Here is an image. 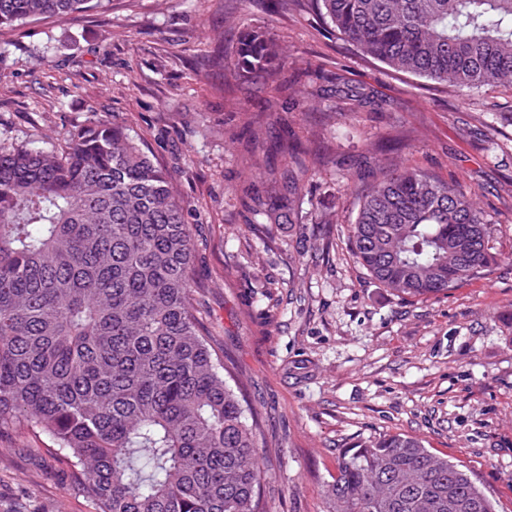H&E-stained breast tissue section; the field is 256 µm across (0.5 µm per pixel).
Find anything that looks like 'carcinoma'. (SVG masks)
I'll use <instances>...</instances> for the list:
<instances>
[{
    "mask_svg": "<svg viewBox=\"0 0 512 512\" xmlns=\"http://www.w3.org/2000/svg\"><path fill=\"white\" fill-rule=\"evenodd\" d=\"M109 0H0V29L68 20ZM326 24L396 71L466 89L512 87V0H314ZM275 42L241 31L232 78L269 86ZM288 181L245 207L281 224L302 206L310 150L288 136ZM347 244L368 276L421 300L494 271L488 221L462 188L381 172ZM193 240L169 173L121 125L64 148L0 143V433L43 434L94 512H264L265 436L233 364L191 302ZM334 512H497L469 471L385 433L341 458Z\"/></svg>",
    "mask_w": 512,
    "mask_h": 512,
    "instance_id": "obj_1",
    "label": "carcinoma"
}]
</instances>
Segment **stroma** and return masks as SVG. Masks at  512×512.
Here are the masks:
<instances>
[{"label": "stroma", "mask_w": 512, "mask_h": 512, "mask_svg": "<svg viewBox=\"0 0 512 512\" xmlns=\"http://www.w3.org/2000/svg\"><path fill=\"white\" fill-rule=\"evenodd\" d=\"M111 0L71 20L0 30V143L60 147L112 119L172 177L194 241L193 305L236 367L267 446L266 512H329L358 439L408 433L512 512V90L398 72L306 0ZM283 49L281 90L224 74L243 28ZM315 143L294 223L265 227L246 192L281 185L286 132ZM416 165L460 184L491 225L494 272L406 302L349 253L359 193ZM0 435V512H94L45 458Z\"/></svg>", "instance_id": "obj_1"}]
</instances>
